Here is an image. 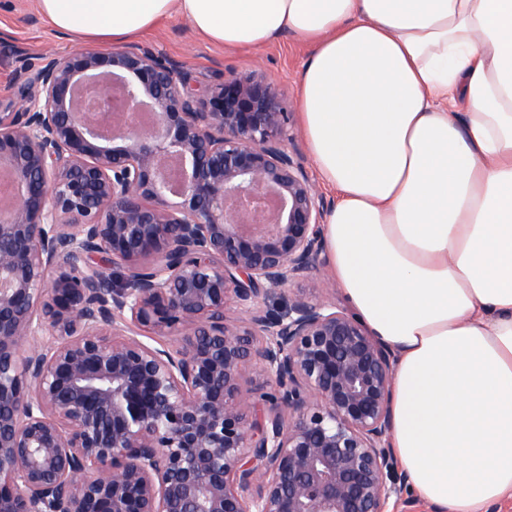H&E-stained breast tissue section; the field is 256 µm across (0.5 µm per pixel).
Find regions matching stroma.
<instances>
[{
  "instance_id": "35a3bbf8",
  "label": "stroma",
  "mask_w": 512,
  "mask_h": 512,
  "mask_svg": "<svg viewBox=\"0 0 512 512\" xmlns=\"http://www.w3.org/2000/svg\"><path fill=\"white\" fill-rule=\"evenodd\" d=\"M139 41L183 63L202 80L228 68L258 72L278 87L285 107L293 113L298 110L299 76L312 52L311 46L288 36L257 48L227 49L195 32L179 15L163 19ZM18 48L34 57L50 49L68 52L75 44L47 24L37 0H0V112L18 109L21 81L13 57Z\"/></svg>"
}]
</instances>
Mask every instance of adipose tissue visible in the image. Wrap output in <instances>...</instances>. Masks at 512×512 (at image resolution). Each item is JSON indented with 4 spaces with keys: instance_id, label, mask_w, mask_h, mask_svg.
Here are the masks:
<instances>
[{
    "instance_id": "1",
    "label": "adipose tissue",
    "mask_w": 512,
    "mask_h": 512,
    "mask_svg": "<svg viewBox=\"0 0 512 512\" xmlns=\"http://www.w3.org/2000/svg\"><path fill=\"white\" fill-rule=\"evenodd\" d=\"M84 45L179 13L209 41L312 46L299 120L336 285L398 353L391 446L446 512L512 498V0H37Z\"/></svg>"
}]
</instances>
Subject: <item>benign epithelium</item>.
Segmentation results:
<instances>
[{
	"mask_svg": "<svg viewBox=\"0 0 512 512\" xmlns=\"http://www.w3.org/2000/svg\"><path fill=\"white\" fill-rule=\"evenodd\" d=\"M20 72L0 113V512H388L409 480L397 353L314 278L332 205L278 90L148 45ZM116 93L120 125L86 107ZM248 365L275 385L264 412ZM243 390L250 401L262 404L265 402L260 396L272 392L273 387L265 378L247 367L244 372Z\"/></svg>",
	"mask_w": 512,
	"mask_h": 512,
	"instance_id": "obj_1",
	"label": "benign epithelium"
}]
</instances>
